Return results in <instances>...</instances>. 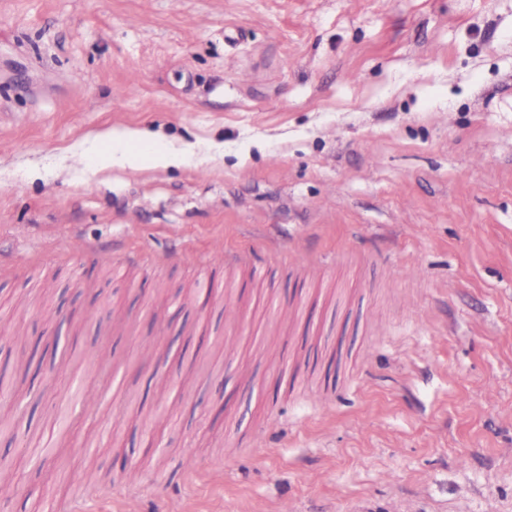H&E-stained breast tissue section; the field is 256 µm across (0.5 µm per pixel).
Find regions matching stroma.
Here are the masks:
<instances>
[{
	"label": "stroma",
	"instance_id": "1",
	"mask_svg": "<svg viewBox=\"0 0 512 512\" xmlns=\"http://www.w3.org/2000/svg\"><path fill=\"white\" fill-rule=\"evenodd\" d=\"M145 129L184 163L97 167ZM0 262V512H512V0H0ZM248 263V256L244 252L240 251H229L221 249L220 253L210 252L206 257L199 256L197 258V264L200 268L201 275L204 277L210 276L213 269L217 266L224 265L233 266Z\"/></svg>",
	"mask_w": 512,
	"mask_h": 512
}]
</instances>
